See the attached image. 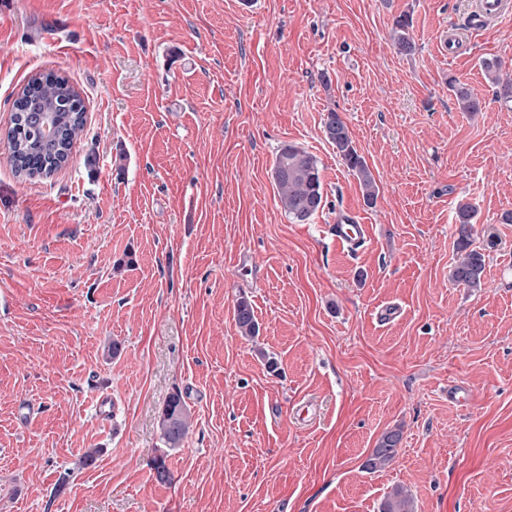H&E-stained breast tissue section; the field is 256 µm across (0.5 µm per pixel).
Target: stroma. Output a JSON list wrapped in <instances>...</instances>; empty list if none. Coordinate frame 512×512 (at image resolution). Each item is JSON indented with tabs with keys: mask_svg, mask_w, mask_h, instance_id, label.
Listing matches in <instances>:
<instances>
[{
	"mask_svg": "<svg viewBox=\"0 0 512 512\" xmlns=\"http://www.w3.org/2000/svg\"><path fill=\"white\" fill-rule=\"evenodd\" d=\"M469 11L0 0V512H380L399 485L416 512H512V103L480 68L495 55L512 76V17L445 58L440 34ZM402 15L408 53L390 38ZM40 72L77 89L85 129L66 166L25 182L6 131ZM452 78L479 111H460ZM331 109L375 206L325 139ZM287 143L321 169L306 224L277 202ZM461 202L486 255L478 289L449 280ZM343 207L370 226L353 257L323 231ZM386 305L400 313L378 321ZM452 382L472 404L449 400ZM175 393L191 427L172 449L158 420ZM395 428V461L366 470ZM236 325L242 336L254 340L260 334V326L253 307L246 298L237 301L234 310Z\"/></svg>",
	"mask_w": 512,
	"mask_h": 512,
	"instance_id": "stroma-1",
	"label": "stroma"
}]
</instances>
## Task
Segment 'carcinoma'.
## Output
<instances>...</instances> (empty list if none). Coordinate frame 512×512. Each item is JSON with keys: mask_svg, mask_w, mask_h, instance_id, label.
<instances>
[{"mask_svg": "<svg viewBox=\"0 0 512 512\" xmlns=\"http://www.w3.org/2000/svg\"><path fill=\"white\" fill-rule=\"evenodd\" d=\"M393 39L399 51H412L407 17L402 16L394 23ZM448 87L461 110L479 111V102L466 84L452 79ZM84 113L83 100L66 79L53 74L31 78L12 103L6 135L14 174L32 181L48 178L62 168L69 160L74 140L84 130ZM323 132L342 163L360 180L366 205L374 206L378 199L376 180L353 145L349 128L339 113L327 112ZM272 177L279 206L292 221L306 224L324 208L320 167L311 153L293 144L281 146L275 155ZM474 219L472 206L462 204L458 207L456 232L460 257L452 268L450 279L457 285L477 289L483 283L486 256L471 247ZM234 318L242 336L252 340L259 336L260 326L247 299L237 301ZM189 426V413L181 395L175 393L170 396L160 417L162 437L174 447L185 437ZM401 437L399 430L386 433L367 459V468L375 470L389 465L397 455ZM380 512H415L414 499L407 489L398 486L386 496Z\"/></svg>", "mask_w": 512, "mask_h": 512, "instance_id": "obj_1", "label": "carcinoma"}]
</instances>
